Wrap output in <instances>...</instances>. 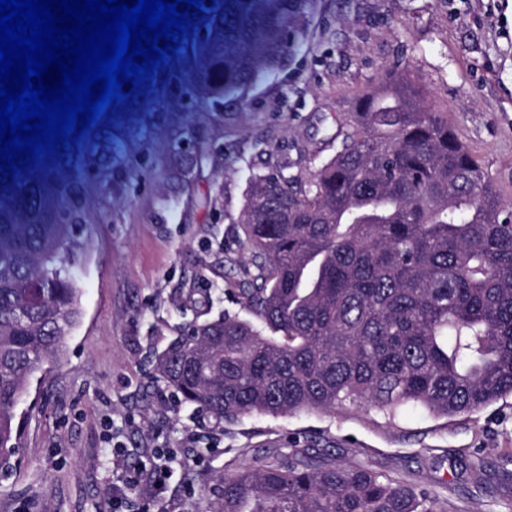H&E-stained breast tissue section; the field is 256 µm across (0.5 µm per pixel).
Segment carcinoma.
Segmentation results:
<instances>
[{
	"label": "carcinoma",
	"instance_id": "carcinoma-1",
	"mask_svg": "<svg viewBox=\"0 0 512 512\" xmlns=\"http://www.w3.org/2000/svg\"><path fill=\"white\" fill-rule=\"evenodd\" d=\"M313 0H216L191 83L244 96L288 67ZM224 79L217 84L213 77ZM340 147L308 177L258 175L242 206L253 273L236 292L259 321L190 322L157 381L234 424L254 413L368 406L453 418L512 395V208L397 66L354 98ZM66 160L0 185V469L31 378L80 324L65 254ZM206 512H442L426 487L300 448L217 478Z\"/></svg>",
	"mask_w": 512,
	"mask_h": 512
}]
</instances>
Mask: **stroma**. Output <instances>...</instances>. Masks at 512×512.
I'll return each mask as SVG.
<instances>
[{
	"mask_svg": "<svg viewBox=\"0 0 512 512\" xmlns=\"http://www.w3.org/2000/svg\"><path fill=\"white\" fill-rule=\"evenodd\" d=\"M399 57L512 204V0H315L287 68L242 100L192 90L189 39L142 100L74 146L83 318L17 409L21 460L0 480V512H111L115 444L129 468L154 445L177 456L162 495L176 512L233 466L290 448L429 487L446 512H512V396L450 419L349 406L220 425L154 375L187 323L251 316L225 287L246 276L239 218L252 177L306 175L333 157L353 98Z\"/></svg>",
	"mask_w": 512,
	"mask_h": 512,
	"instance_id": "obj_1",
	"label": "stroma"
}]
</instances>
